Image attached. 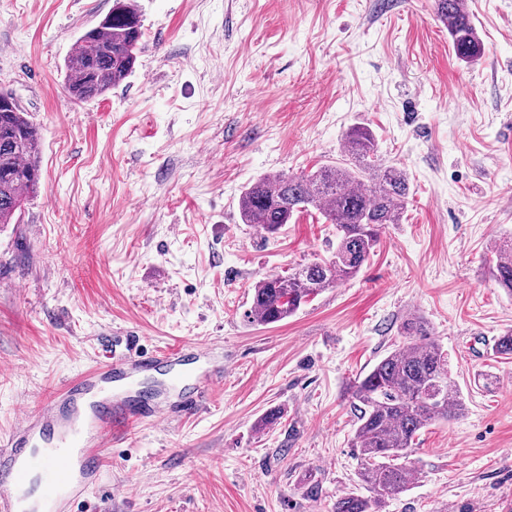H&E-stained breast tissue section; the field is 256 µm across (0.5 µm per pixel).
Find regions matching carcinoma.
I'll return each instance as SVG.
<instances>
[{"mask_svg":"<svg viewBox=\"0 0 512 512\" xmlns=\"http://www.w3.org/2000/svg\"><path fill=\"white\" fill-rule=\"evenodd\" d=\"M438 17L458 60L481 58L482 44L464 0H435ZM142 38L133 0H114L112 12L90 34L82 33L65 65V85L78 101L101 95L126 80L135 67ZM0 112V224H10L40 185V137L24 110ZM410 195L403 168L379 159L375 136L353 127L341 157L300 175H264L240 196V217L262 234L274 235L294 215L316 210L336 226L331 257L270 274L252 286L247 317L270 325L295 315L311 298L358 274L391 224L401 223ZM497 283L512 294V237L490 250ZM402 346L389 352L346 387L358 410L353 447L357 485L338 497L333 512H381L382 504L407 492L417 479L409 460L420 432L463 414V401L448 384V357L430 338L426 322L412 315L401 323Z\"/></svg>","mask_w":512,"mask_h":512,"instance_id":"cac0c4a2","label":"carcinoma"}]
</instances>
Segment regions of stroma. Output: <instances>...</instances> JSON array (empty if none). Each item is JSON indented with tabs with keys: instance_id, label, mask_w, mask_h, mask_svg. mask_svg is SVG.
I'll return each mask as SVG.
<instances>
[{
	"instance_id": "1",
	"label": "stroma",
	"mask_w": 512,
	"mask_h": 512,
	"mask_svg": "<svg viewBox=\"0 0 512 512\" xmlns=\"http://www.w3.org/2000/svg\"><path fill=\"white\" fill-rule=\"evenodd\" d=\"M112 3L0 0V91L42 134L39 192L0 226V434L114 337L214 343L223 384L192 416L159 394L170 419L103 449L73 512H332L358 467L344 386L416 314L465 413L420 432V478L385 512H512V359L493 353L512 296L485 261L512 236V0H467L471 65L434 0H137L134 72L75 101L65 61ZM354 126L408 173L402 223L354 278L250 322L253 283L329 257L336 230L313 211L258 234L242 191L336 160Z\"/></svg>"
}]
</instances>
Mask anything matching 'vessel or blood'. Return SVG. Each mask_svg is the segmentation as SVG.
I'll list each match as a JSON object with an SVG mask.
<instances>
[{
    "label": "vessel or blood",
    "mask_w": 512,
    "mask_h": 512,
    "mask_svg": "<svg viewBox=\"0 0 512 512\" xmlns=\"http://www.w3.org/2000/svg\"><path fill=\"white\" fill-rule=\"evenodd\" d=\"M134 343L126 337L125 352L65 381L55 415H26L0 439V512H68L72 501L99 484L102 448L124 440L140 417L130 402L141 379L165 371L190 391L191 411L224 380L208 368L213 345L187 342L136 355Z\"/></svg>",
    "instance_id": "obj_1"
}]
</instances>
